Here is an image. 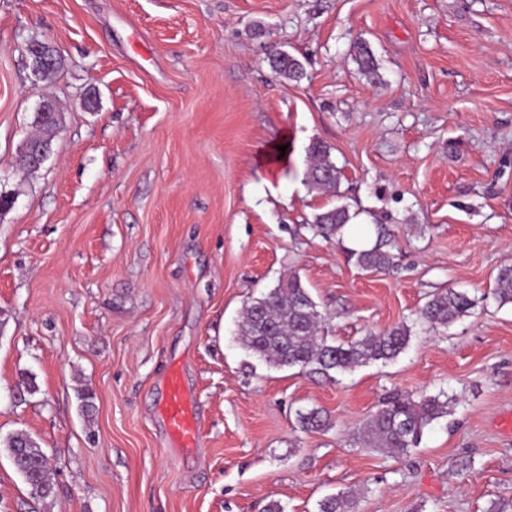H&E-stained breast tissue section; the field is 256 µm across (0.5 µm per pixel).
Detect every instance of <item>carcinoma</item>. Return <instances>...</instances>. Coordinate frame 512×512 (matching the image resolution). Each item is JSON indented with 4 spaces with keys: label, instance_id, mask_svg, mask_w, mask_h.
<instances>
[{
    "label": "carcinoma",
    "instance_id": "cac0c4a2",
    "mask_svg": "<svg viewBox=\"0 0 512 512\" xmlns=\"http://www.w3.org/2000/svg\"><path fill=\"white\" fill-rule=\"evenodd\" d=\"M355 60L364 72L375 70L376 59L364 43L356 46ZM275 74L288 81L299 82L306 72L298 59L288 53H277L272 58ZM62 114L48 100L36 113L37 135L34 140L50 144L60 126ZM310 165L307 172L309 189L316 192H337L340 169L331 158V148L320 141L308 147ZM352 215L346 205H336L314 216L311 231L325 239L341 236ZM356 264L366 271H385L393 264V255L375 246L352 253ZM501 306L512 304V266L501 267L490 290ZM476 300L466 293L450 289L435 294L421 308L419 317L432 328L448 327L468 316ZM321 314L309 291L297 275H291L262 296L245 306L239 324L238 339L252 355L276 367H308L326 373L340 374L357 366L396 359L410 340L406 325L383 333L364 336L348 344H336L320 335ZM454 398L422 396L413 400L396 395L388 399L364 427V443L384 448L400 456L421 442L425 429L434 421L448 415ZM298 423L306 431L323 430L328 426L321 411L310 409L298 414ZM31 436L15 432L7 437L4 446L15 470L23 477L35 499L54 496L48 458L43 449L27 448ZM358 498L352 492H341L319 502L318 512H357Z\"/></svg>",
    "mask_w": 512,
    "mask_h": 512
}]
</instances>
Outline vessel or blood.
<instances>
[{
  "instance_id": "b4317fda",
  "label": "vessel or blood",
  "mask_w": 512,
  "mask_h": 512,
  "mask_svg": "<svg viewBox=\"0 0 512 512\" xmlns=\"http://www.w3.org/2000/svg\"><path fill=\"white\" fill-rule=\"evenodd\" d=\"M160 412L166 438L171 444L180 448L197 447L199 422L178 368L172 367L167 371Z\"/></svg>"
}]
</instances>
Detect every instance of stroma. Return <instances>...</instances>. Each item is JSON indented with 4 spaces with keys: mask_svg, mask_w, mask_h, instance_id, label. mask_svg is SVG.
<instances>
[{
    "mask_svg": "<svg viewBox=\"0 0 512 512\" xmlns=\"http://www.w3.org/2000/svg\"><path fill=\"white\" fill-rule=\"evenodd\" d=\"M33 38L61 72L36 80ZM280 51L306 79L277 77ZM45 96L63 120L21 174ZM316 140L339 194L306 183ZM0 195V440L35 439L56 487L33 499L0 447V512H318L348 489L358 512H512L495 425L512 413V304L486 297L512 265V0H0ZM340 201L341 237L314 235ZM382 228L393 265L363 271L348 253ZM291 272L328 340L406 325V350L344 375L250 355L241 312ZM449 288L478 303L430 328L419 311ZM172 365L194 451L158 416ZM441 392L455 405L407 454L362 442L388 395ZM312 408L328 428H300Z\"/></svg>",
    "mask_w": 512,
    "mask_h": 512,
    "instance_id": "35a3bbf8",
    "label": "stroma"
}]
</instances>
